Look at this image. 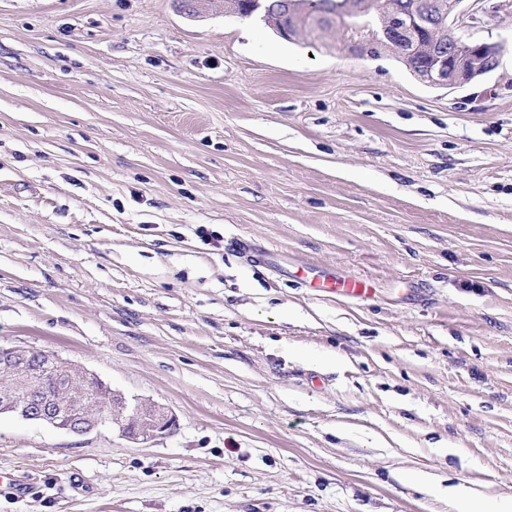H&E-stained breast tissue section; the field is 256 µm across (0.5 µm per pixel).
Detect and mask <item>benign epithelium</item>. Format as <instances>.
I'll list each match as a JSON object with an SVG mask.
<instances>
[{"mask_svg":"<svg viewBox=\"0 0 512 512\" xmlns=\"http://www.w3.org/2000/svg\"><path fill=\"white\" fill-rule=\"evenodd\" d=\"M464 2L466 0H402L382 9L378 23L368 28L367 38L353 41L351 46L356 52L372 54L377 46L390 43L407 56L424 50L420 39L427 36L431 40L429 64L416 71L417 79L428 86L460 87L493 72L501 59L498 49L504 47L498 41H476L455 33L457 29L487 24L491 20L489 11L479 6L482 0H472L473 5L467 8L462 7ZM231 12L242 19L257 17L265 20L268 7L265 0H246L242 8L233 7ZM29 352L31 349L24 346L0 345V359L11 364ZM41 354L61 371L56 378L59 397L79 409L94 394V406L77 418L65 417L46 402H33L27 398L21 403L5 388L0 391L1 414H19L74 436L88 435L113 425L118 426L124 437L135 442H149L170 433L175 416L159 403L140 398L130 403L80 365L52 351L43 350ZM132 405L139 411H156L149 428L127 430L125 419Z\"/></svg>","mask_w":512,"mask_h":512,"instance_id":"obj_1","label":"benign epithelium"}]
</instances>
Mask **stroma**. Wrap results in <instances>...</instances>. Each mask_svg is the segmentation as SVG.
Masks as SVG:
<instances>
[{
    "label": "stroma",
    "instance_id": "obj_1",
    "mask_svg": "<svg viewBox=\"0 0 512 512\" xmlns=\"http://www.w3.org/2000/svg\"><path fill=\"white\" fill-rule=\"evenodd\" d=\"M455 88L361 20L286 41L194 0H0V344L176 418L142 445L0 415V512H448L512 495V0ZM361 275L316 296L229 251ZM227 247L244 257H253V254L259 253L268 267H271L276 271H282L286 274L290 273L288 271V267L284 265L285 260L280 251L274 247L260 245L250 239L239 236L231 237L227 241ZM412 479L420 485L428 484L433 493L448 497V512H487L483 498L468 487L460 485L441 489L438 483L429 482L427 475L423 473L414 475Z\"/></svg>",
    "mask_w": 512,
    "mask_h": 512
}]
</instances>
